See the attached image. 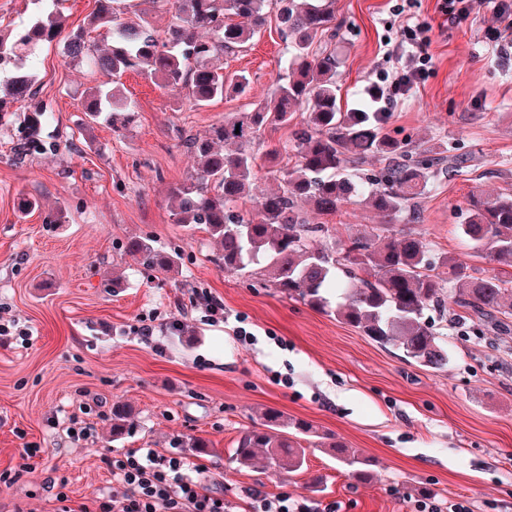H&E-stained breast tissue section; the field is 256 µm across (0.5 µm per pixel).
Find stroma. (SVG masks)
Listing matches in <instances>:
<instances>
[{"mask_svg":"<svg viewBox=\"0 0 512 512\" xmlns=\"http://www.w3.org/2000/svg\"><path fill=\"white\" fill-rule=\"evenodd\" d=\"M395 3L336 0L330 46L341 61L343 103L363 100L386 69L384 40L407 19L393 14ZM496 10L492 2L446 23L437 0H415L411 16L432 26V72L406 99L380 103L392 114L389 132L414 147L445 142L472 156L419 199L411 228L479 277L491 264L456 232L465 198L476 187L512 190V34L488 40ZM284 47L269 12L252 44L222 57L227 75H250L249 90L202 109L126 73L119 95L135 102L133 123L81 136L84 90L108 75L55 46L31 62L54 118L43 131L48 149L21 163L11 152L16 124L0 126V319L10 323L0 335V512H96L100 497L121 489L107 457L138 448L199 467L229 512H248L252 489L269 498L288 492L315 512H416L425 489L444 507L512 512V334L436 319L449 361L427 369L264 287L260 275L220 271L209 234L174 221L170 193L197 167L182 137L249 111L280 73ZM22 193L41 207L20 221ZM59 205L64 223H45ZM135 236L178 250V268L155 271L124 253ZM209 299L223 304L227 321L207 317ZM240 324L246 335L237 334ZM116 402L134 411L117 441ZM268 407L372 459L374 482L357 484L319 448L295 473L238 467L235 443ZM75 416L92 427L88 439L71 435ZM191 438L208 441L211 454L189 451Z\"/></svg>","mask_w":512,"mask_h":512,"instance_id":"1","label":"stroma"}]
</instances>
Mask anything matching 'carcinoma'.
<instances>
[{
  "label": "carcinoma",
  "mask_w": 512,
  "mask_h": 512,
  "mask_svg": "<svg viewBox=\"0 0 512 512\" xmlns=\"http://www.w3.org/2000/svg\"><path fill=\"white\" fill-rule=\"evenodd\" d=\"M50 9L36 14L15 33L0 32V69L9 73L0 92V124L16 122L19 138L15 160L45 150L41 129L48 106L33 91L35 76L27 59L44 46L65 42L74 62L83 60L118 80L136 72L161 89L187 90L191 106L202 108L227 94L246 92L251 80L234 79L213 63L218 55L247 45L265 24V9L277 7L281 34L288 39L284 73L248 112L211 126L204 136L184 145L200 160L186 182L172 191L176 223L201 228L219 244L217 267L246 273L264 265L267 286L296 298L355 329L372 341L396 348L402 357L434 371L448 366V349L426 317L430 309L446 311L453 303L477 319L507 334L512 326V191L470 192L457 225L474 253L496 265L497 273L477 277L470 267L450 256L436 261L434 249L411 231L395 230L391 222L408 214L419 220L416 200L438 175L461 172L468 159L449 153L419 151L387 132L390 112L372 103L342 111L337 99L340 60L323 44L336 37V0H165L172 21L159 32L144 13L136 18L114 6L116 0H96L89 28L63 34L65 0H49ZM251 21L243 25L234 18ZM112 33V47L102 51L89 39L92 31ZM79 130L112 123L123 115L133 122L131 104L99 86L88 89L82 104ZM302 113L289 141L266 150L274 162L285 154L292 166L279 170L277 189L254 197L258 221L238 209L255 176L257 135L268 125L288 126ZM369 156L385 165L378 175L364 179L359 167ZM358 202L389 219L339 240L313 246L330 232L319 221L336 214L346 203ZM40 202L20 195L15 213L23 219ZM129 254L158 271L173 270L175 251L155 247L148 238L131 237ZM448 277L435 273L436 265ZM131 411L112 404V437L129 433ZM258 427L236 441L233 460L241 468L294 473L303 469L306 446L322 448L358 483L375 478V462L331 434H319L303 421L267 408Z\"/></svg>",
  "instance_id": "carcinoma-1"
}]
</instances>
